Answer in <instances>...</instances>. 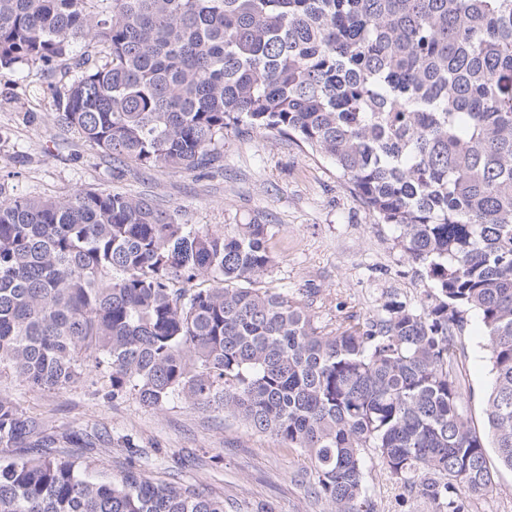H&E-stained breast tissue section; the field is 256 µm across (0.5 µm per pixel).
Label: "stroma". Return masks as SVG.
I'll return each instance as SVG.
<instances>
[{"label":"stroma","instance_id":"1","mask_svg":"<svg viewBox=\"0 0 512 512\" xmlns=\"http://www.w3.org/2000/svg\"><path fill=\"white\" fill-rule=\"evenodd\" d=\"M64 88L38 68L0 70V195L65 197L81 189H110L154 199L176 211L180 223L224 229L260 218L272 227L275 265L261 285L312 300L321 324L336 321L337 303L357 318L375 314L387 296L423 298V283L403 256L395 229L376 223L348 191L332 162L283 136L243 130L226 136L214 168L122 170L54 120ZM462 368L464 404L477 432L487 430L486 396L492 383L479 318H472ZM0 395L62 437L98 432L88 449L97 468L117 475L126 462L153 480H180L225 500L240 512H332L312 492L307 456L272 436L248 430L223 409L198 408L180 398L162 408L134 395L112 399L98 373L62 389L29 387L0 373ZM495 485L472 512H512V470L500 467ZM366 480L376 512H434L429 500L405 498L400 484L374 457Z\"/></svg>","mask_w":512,"mask_h":512}]
</instances>
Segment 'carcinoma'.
<instances>
[{"label": "carcinoma", "instance_id": "carcinoma-1", "mask_svg": "<svg viewBox=\"0 0 512 512\" xmlns=\"http://www.w3.org/2000/svg\"><path fill=\"white\" fill-rule=\"evenodd\" d=\"M90 40L100 56L78 55ZM65 86L55 121L116 168L202 170L239 126L330 158L393 226L425 301L328 329L257 284L271 225L179 222L114 190L0 200V371L38 389L106 370L112 397L224 409L309 455L335 512H374L364 453L435 512L512 470V0H0V69ZM493 382L462 406L469 314ZM0 396V512H228L128 464L96 474ZM3 448H36L27 458Z\"/></svg>", "mask_w": 512, "mask_h": 512}]
</instances>
